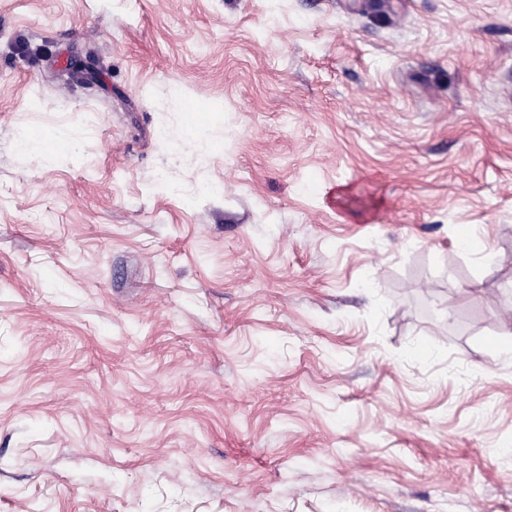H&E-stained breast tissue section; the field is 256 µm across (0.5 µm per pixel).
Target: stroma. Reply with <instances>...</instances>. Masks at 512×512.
<instances>
[{"instance_id":"obj_1","label":"stroma","mask_w":512,"mask_h":512,"mask_svg":"<svg viewBox=\"0 0 512 512\" xmlns=\"http://www.w3.org/2000/svg\"><path fill=\"white\" fill-rule=\"evenodd\" d=\"M508 325L512 0H0V512H512Z\"/></svg>"}]
</instances>
